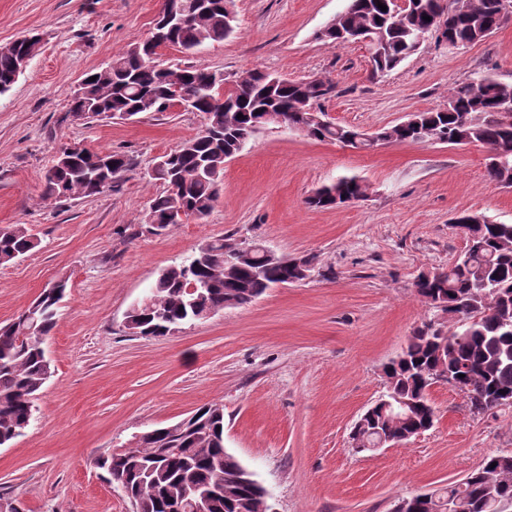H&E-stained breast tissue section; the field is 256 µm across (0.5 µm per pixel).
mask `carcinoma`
<instances>
[{
    "instance_id": "1",
    "label": "carcinoma",
    "mask_w": 512,
    "mask_h": 512,
    "mask_svg": "<svg viewBox=\"0 0 512 512\" xmlns=\"http://www.w3.org/2000/svg\"><path fill=\"white\" fill-rule=\"evenodd\" d=\"M196 0H165L152 35L112 59L111 70L94 73L85 82L84 96L71 98L66 116L83 112L96 119L103 112L133 118L144 112L169 111V89L177 85L194 99L203 115L204 130L184 140L174 151L160 157L151 179L164 191L149 203L143 228L154 224L166 229L184 212L208 215L219 195L226 157L242 151L263 128L275 125L267 118L269 108L282 109L285 122L318 141H336L359 148L353 137L358 130L322 126L306 110L332 96L334 85L326 79L289 80L258 70L237 76L227 94L218 91L224 74L193 67L164 66L156 61L158 49L178 47L192 52L208 41H221L233 33L232 20L224 12L226 0H208L207 10L187 23L165 25L172 12L191 14ZM387 6L381 10L377 3ZM501 0H417L409 15L394 13L392 0H349L341 16L325 27L324 38L338 45L352 42L351 31H372L383 41V51L370 56L375 77L393 70L409 57L408 44L426 38L434 26L448 28L460 45L474 44L500 28L511 11H502ZM431 20H425V17ZM41 39L30 36L7 51H0V95L16 83V61L37 55ZM512 100V83L485 77L459 83L448 93V109L415 114L417 125L396 124L379 130L387 143L442 140L451 144L478 143L493 154L486 163L489 179L512 186V122L503 119L505 100ZM243 118H237V115ZM108 167L95 166L89 157L73 159L60 147L44 175L47 199L99 195L98 184L117 187L121 174L136 162L127 154L101 152ZM366 196V187L353 177L337 179L308 199L312 207L329 208ZM472 244L465 247L448 270L419 275L417 295L448 314L456 328L447 333L448 344L438 353L426 328L417 330L390 368L386 393L416 402L413 416L394 420L377 406L357 433L358 447L386 431L414 434L435 416L427 392L430 370L443 362L457 379L470 409L481 412L495 407L503 393L512 394V224H501L484 215L470 214ZM39 245L23 224L0 232V265L24 256ZM238 244L224 238L205 241L183 263L163 270L149 293L126 316V329L135 336H166L189 322L200 321L211 310L241 307L267 289L301 280L302 265L283 259L269 260L263 251L243 254ZM235 270L224 273L227 259ZM198 290L188 292L190 280ZM68 280L47 285L38 298L11 323L0 327V446L20 436L29 426L35 401L51 374L42 347L56 324L57 302ZM224 406H201L195 417L176 427L162 428L154 438L143 437L136 446L110 450L94 463L107 471L110 481L124 492L134 512H191L189 503L224 484V494L213 499L211 512H262L265 487L224 448ZM459 497L467 512H512V453L487 456L471 472L470 481L429 492L427 499L410 498L408 512H439L440 502Z\"/></svg>"
}]
</instances>
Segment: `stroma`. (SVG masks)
Returning a JSON list of instances; mask_svg holds the SVG:
<instances>
[{
  "label": "stroma",
  "mask_w": 512,
  "mask_h": 512,
  "mask_svg": "<svg viewBox=\"0 0 512 512\" xmlns=\"http://www.w3.org/2000/svg\"><path fill=\"white\" fill-rule=\"evenodd\" d=\"M164 0H0V46L29 34L41 49L0 96V229L22 224L38 247L0 266V326L50 282L68 281L43 342L52 374L24 434L0 447V504L19 512H133L93 460L133 436L224 406V446L269 492L271 512H392L398 498L461 482L491 453L512 452V408L470 410L457 388L430 392L434 426L392 448L355 453L351 430L385 390L382 369L421 327L453 320L414 282L448 267L465 242L461 213L512 224V187L489 180L479 144L383 143L370 151L310 139L285 126L258 133L224 165L208 216L142 231L162 192L148 168L204 128L200 113L132 120L67 119L87 73L143 41ZM348 0H234V33L167 65L234 80L258 68L294 80L329 78L328 119L366 133L448 106V90L486 76L512 83V21L449 49L429 36L386 75H371L366 44L320 31ZM80 143L137 161L115 190L47 201L54 149ZM342 176L368 186L360 201L308 207ZM262 242L276 255L314 257L309 279L269 289L166 336H133L128 310L166 268L206 240Z\"/></svg>",
  "instance_id": "35a3bbf8"
}]
</instances>
